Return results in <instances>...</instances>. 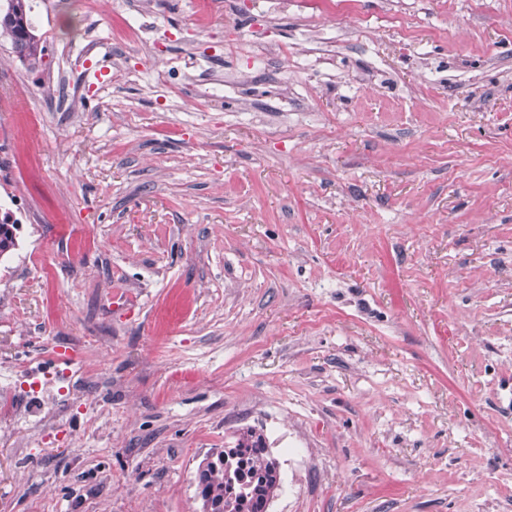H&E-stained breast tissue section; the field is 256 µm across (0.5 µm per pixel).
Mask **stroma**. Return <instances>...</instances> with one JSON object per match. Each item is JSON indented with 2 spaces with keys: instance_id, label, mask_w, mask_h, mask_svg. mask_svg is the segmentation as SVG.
<instances>
[{
  "instance_id": "obj_1",
  "label": "stroma",
  "mask_w": 512,
  "mask_h": 512,
  "mask_svg": "<svg viewBox=\"0 0 512 512\" xmlns=\"http://www.w3.org/2000/svg\"><path fill=\"white\" fill-rule=\"evenodd\" d=\"M86 2L0 40V373L73 390L0 396V512H197L244 427L274 512H512V0Z\"/></svg>"
}]
</instances>
